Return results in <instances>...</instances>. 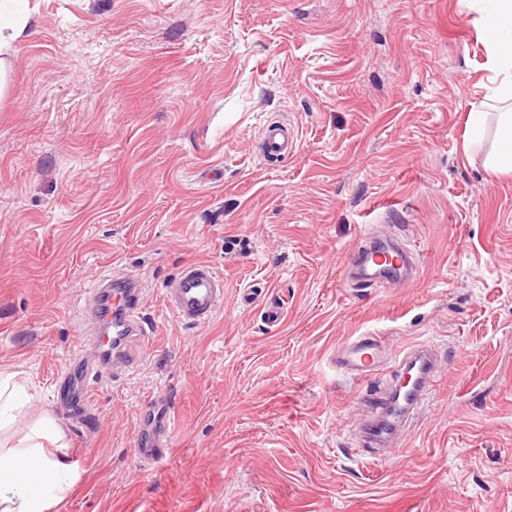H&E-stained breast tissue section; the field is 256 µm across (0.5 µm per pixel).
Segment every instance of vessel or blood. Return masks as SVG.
<instances>
[{"label": "vessel or blood", "instance_id": "b4317fda", "mask_svg": "<svg viewBox=\"0 0 512 512\" xmlns=\"http://www.w3.org/2000/svg\"><path fill=\"white\" fill-rule=\"evenodd\" d=\"M294 146V137L287 126L278 122L265 126L261 140L265 158H286ZM385 249L400 258L393 279H413L417 268L411 253L397 242L387 243ZM145 293L141 280L113 274L101 276L83 295L81 304L91 310L93 331L81 340L70 368L56 375L58 405L67 417L81 419L89 412L91 395L96 389L118 382L139 366L152 335L143 315ZM165 300L180 321L205 322L224 301V278L208 263L188 264L170 282ZM333 362L338 370L358 377L369 376L385 364L395 366L400 378L408 368L417 370L416 382L409 390L402 392L393 386L370 395V415L363 425L364 443L369 447L388 446L398 437L430 394L439 365L430 347L423 346L403 355L390 353L371 336L357 337L340 347ZM170 410L164 396L151 398L141 406L139 454L155 460L169 455Z\"/></svg>", "mask_w": 512, "mask_h": 512}]
</instances>
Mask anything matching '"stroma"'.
<instances>
[{
  "label": "stroma",
  "instance_id": "1",
  "mask_svg": "<svg viewBox=\"0 0 512 512\" xmlns=\"http://www.w3.org/2000/svg\"><path fill=\"white\" fill-rule=\"evenodd\" d=\"M0 105V368L56 411L77 302L123 269L148 285L140 371L61 419L83 465L52 512H512V175L467 150L488 51L460 0H28ZM295 151L264 161L266 124ZM407 242L405 287L358 283L363 237ZM224 278L205 323L164 289ZM261 283L279 326L240 301ZM357 336L448 364L387 457L359 451ZM171 453L139 457L145 400ZM165 300L180 321L205 322L224 301V278L208 263H190L170 282Z\"/></svg>",
  "mask_w": 512,
  "mask_h": 512
}]
</instances>
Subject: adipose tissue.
Wrapping results in <instances>:
<instances>
[{
    "label": "adipose tissue",
    "instance_id": "obj_1",
    "mask_svg": "<svg viewBox=\"0 0 512 512\" xmlns=\"http://www.w3.org/2000/svg\"><path fill=\"white\" fill-rule=\"evenodd\" d=\"M25 0H0V101L7 95L15 43L32 23ZM476 5L488 48L485 96L468 115L469 148H486L489 174L512 172V0ZM24 371H0V512H50L69 494L76 475L56 418L28 419L33 397Z\"/></svg>",
    "mask_w": 512,
    "mask_h": 512
}]
</instances>
